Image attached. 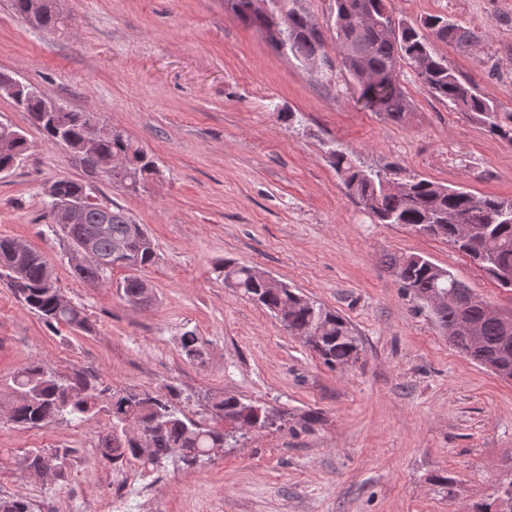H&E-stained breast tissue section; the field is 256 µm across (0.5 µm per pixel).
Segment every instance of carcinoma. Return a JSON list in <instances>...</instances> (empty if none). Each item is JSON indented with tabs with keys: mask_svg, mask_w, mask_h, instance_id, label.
<instances>
[{
	"mask_svg": "<svg viewBox=\"0 0 512 512\" xmlns=\"http://www.w3.org/2000/svg\"><path fill=\"white\" fill-rule=\"evenodd\" d=\"M236 18L267 29L273 20L280 23V38L274 46L290 51L301 61L319 60L320 76L333 71L334 61L327 51V31L312 20L304 0H268V12L251 8L252 0H225ZM14 13L31 26L46 32H62L67 21L50 0H11ZM333 24L343 69L349 75L363 106L380 112L392 121H400L411 105L397 84L400 62L410 65L421 85L433 96L448 102L480 124L490 134L512 144V112H502L485 98L477 86L448 66V58L439 54L434 42L467 48L474 43L473 33L442 16H431L419 24L397 22L389 0H335ZM385 80L390 90L374 98L371 79ZM21 108L31 114L47 141L60 143L78 152L90 135H96L95 152L105 166L115 156L126 160V169L106 179L136 191L143 180L159 173L157 162L146 149L122 131L102 122L92 112L67 109L50 118L42 115V101L28 97ZM31 144L12 126H0V170L12 171L29 151ZM327 162L336 170L348 194L376 224H403L422 235L441 239L468 255L500 287L512 290L500 280V274L512 271V199L477 196L464 188L439 184L397 168L365 170L351 156L331 146L325 151ZM90 197L89 187L62 178L51 187L50 199ZM103 203L90 197L80 214L79 223L100 228L96 248L99 258L73 267V275L89 283L103 278L115 268L142 271L155 262L156 251L147 230L134 231L135 220L113 206L102 211ZM118 241L127 249L112 255ZM397 278L405 290L427 306L435 324L444 331L457 329L460 321L472 323L481 339L471 341L455 334L451 344L474 363L505 381L512 380V332L507 334L494 321L484 318L487 303L470 302L472 290L453 272L439 267L421 255L392 259ZM219 273L224 287L246 297L267 310L279 321H288V334L303 342L327 365L345 366L359 360V342L348 322L336 311L311 300L296 288L283 284L268 288L253 274V267L226 260ZM0 276L22 302L44 323L80 331L87 320L82 308L68 300L51 278L49 260L24 241L0 236ZM148 283L130 276L120 286L124 297L147 291ZM316 325L321 339L312 342L300 331ZM181 348L191 360L206 355V342L188 331L181 336ZM14 398L6 407L8 419L26 428H43L66 416L81 418L88 413H103L111 430L99 445L101 457L114 466L134 463L147 471L173 459L194 467L209 459L207 450L224 447V429L186 416L174 403L176 395L154 390H118L101 388L94 376L77 371L62 378L47 365L32 362L10 377ZM214 419L232 415L241 434L252 430L288 427V410H270L226 393L210 401ZM147 433L148 446L139 444L137 431ZM60 463L57 478L67 477L69 454L48 453L30 448L21 459L22 468L37 474L45 462ZM512 499V477L502 478L487 501L471 512H498L496 503ZM0 512H33L32 504L21 493L0 495Z\"/></svg>",
	"mask_w": 512,
	"mask_h": 512,
	"instance_id": "obj_1",
	"label": "carcinoma"
}]
</instances>
